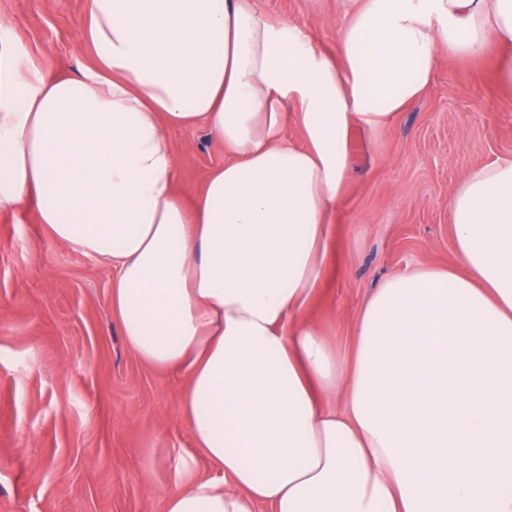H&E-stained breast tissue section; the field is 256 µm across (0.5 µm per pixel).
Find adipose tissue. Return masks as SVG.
<instances>
[{
	"instance_id": "obj_1",
	"label": "adipose tissue",
	"mask_w": 512,
	"mask_h": 512,
	"mask_svg": "<svg viewBox=\"0 0 512 512\" xmlns=\"http://www.w3.org/2000/svg\"><path fill=\"white\" fill-rule=\"evenodd\" d=\"M343 12L332 56L260 0H85L93 66L0 60V208L113 270L130 352L186 375L189 441L224 474L165 512H512V156L448 199L458 265L384 280L351 355L309 314L352 132L415 103L441 47L497 54L512 93V0ZM199 127L232 157L190 198L165 132Z\"/></svg>"
}]
</instances>
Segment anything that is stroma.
I'll return each instance as SVG.
<instances>
[{
	"mask_svg": "<svg viewBox=\"0 0 512 512\" xmlns=\"http://www.w3.org/2000/svg\"><path fill=\"white\" fill-rule=\"evenodd\" d=\"M320 50L339 47L342 0H260ZM84 0H0V55L72 76ZM494 58L441 54L434 81L380 133L355 131L335 253L313 310L341 353L352 319L385 278L457 263L448 199L473 166L512 155V98ZM180 185L195 194L229 158L204 129H170ZM113 273L37 224L0 209V512H164L178 478L221 473L188 443L184 375L134 357L112 317Z\"/></svg>",
	"mask_w": 512,
	"mask_h": 512,
	"instance_id": "35a3bbf8",
	"label": "stroma"
}]
</instances>
